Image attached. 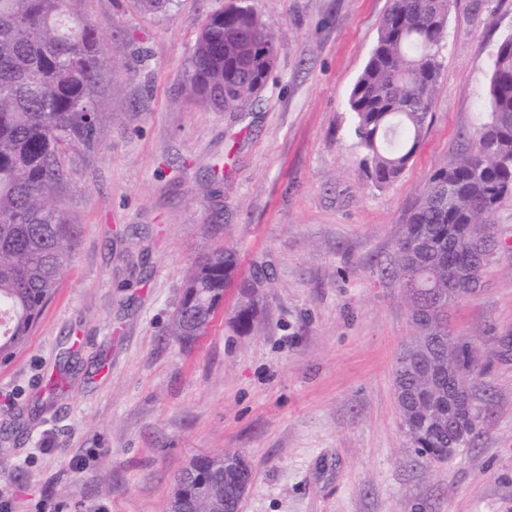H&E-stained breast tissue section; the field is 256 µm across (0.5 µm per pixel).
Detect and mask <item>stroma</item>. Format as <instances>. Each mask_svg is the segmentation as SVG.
Here are the masks:
<instances>
[{"instance_id": "1", "label": "stroma", "mask_w": 512, "mask_h": 512, "mask_svg": "<svg viewBox=\"0 0 512 512\" xmlns=\"http://www.w3.org/2000/svg\"><path fill=\"white\" fill-rule=\"evenodd\" d=\"M233 0H79L112 65L102 143L66 197L78 247L36 330L0 362V503L9 512H167L192 459L245 456L242 512H512V195L481 288L448 313L474 343L484 411L470 447L421 455L401 426L395 360L413 336L386 269L428 176L489 120L512 0H452L429 125L403 174H362L348 95L391 0H247L273 69L236 112L189 94L198 36ZM235 265L189 345L171 334L187 270ZM259 275L250 324L240 283ZM68 386L45 392L66 341Z\"/></svg>"}]
</instances>
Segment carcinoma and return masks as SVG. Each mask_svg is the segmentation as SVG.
<instances>
[{
    "label": "carcinoma",
    "instance_id": "obj_1",
    "mask_svg": "<svg viewBox=\"0 0 512 512\" xmlns=\"http://www.w3.org/2000/svg\"><path fill=\"white\" fill-rule=\"evenodd\" d=\"M77 0H0V361L25 342L55 294L78 242L77 218L65 207L76 155L98 146L106 113L98 102L112 66ZM450 0H391L371 55L347 105L350 133L367 178L381 188L408 166L428 126L441 71ZM271 32L250 7L208 15L191 63L190 95L235 112L266 82L274 61ZM490 121L460 157L434 171L397 242L391 275L410 307L426 304L436 354L452 358L466 382L479 356L448 331V268L464 293L481 287L491 252L482 239L512 191V36L497 47L489 86ZM224 248L203 255L186 276L172 334L182 344L202 336L224 301ZM47 389L63 391L69 361ZM394 382L406 387V421L415 444L444 460L448 367L430 380L398 358ZM172 499L187 512H215L224 501V452L191 460L175 476Z\"/></svg>",
    "mask_w": 512,
    "mask_h": 512
}]
</instances>
